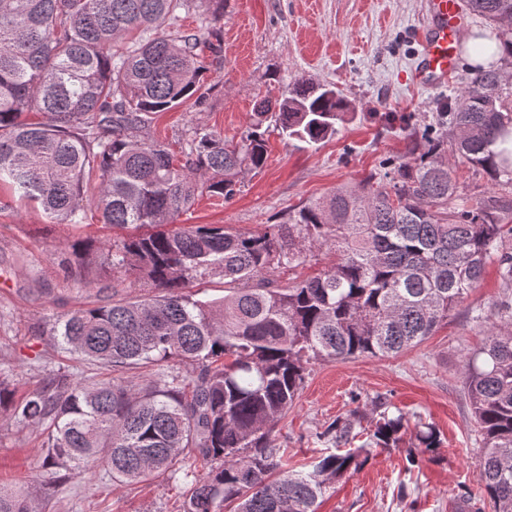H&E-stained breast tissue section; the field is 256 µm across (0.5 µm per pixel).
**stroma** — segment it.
I'll use <instances>...</instances> for the list:
<instances>
[{
  "instance_id": "obj_1",
  "label": "stroma",
  "mask_w": 512,
  "mask_h": 512,
  "mask_svg": "<svg viewBox=\"0 0 512 512\" xmlns=\"http://www.w3.org/2000/svg\"><path fill=\"white\" fill-rule=\"evenodd\" d=\"M426 0H225L223 57L203 76L207 100L152 114L146 131L179 149L194 131H216L237 141L248 130L256 99L280 97L288 83L305 80L338 87L354 110L335 138L318 150H299L269 130L267 159L241 174L232 199L199 198L180 223L221 224L241 233L280 223L288 209L359 182L380 165L404 158L406 130L434 123L433 102L453 98L458 77L447 85L417 88L408 81L425 19ZM93 238L90 287L66 278L61 262L74 241ZM116 234L102 225L55 223L9 192H0V379L14 398L37 389L64 369L84 384L111 377L110 368L55 348L54 318L108 300L135 301L153 291L113 273L106 245ZM504 292L496 263L422 344L397 356H359L314 361L304 387L277 423L276 438L288 450V467L308 469L315 457L335 451L328 426L359 411L354 447L369 451L359 471L346 474L322 498L318 512H459L463 501L480 507L481 439L461 366L485 340L476 311L492 312ZM401 411L410 422L435 426L442 445L435 459L409 464L418 442L407 430L396 446L373 445L379 408ZM43 428L18 423L0 409V487L28 482L29 496L45 512H182L188 481L202 473L193 452L180 456V477L158 473L140 483L108 477L89 463L68 481L43 468Z\"/></svg>"
}]
</instances>
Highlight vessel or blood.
Listing matches in <instances>:
<instances>
[{
	"mask_svg": "<svg viewBox=\"0 0 512 512\" xmlns=\"http://www.w3.org/2000/svg\"><path fill=\"white\" fill-rule=\"evenodd\" d=\"M431 18L416 34L418 61L414 78L420 85H443L459 63V41L463 36L457 0H429Z\"/></svg>",
	"mask_w": 512,
	"mask_h": 512,
	"instance_id": "obj_1",
	"label": "vessel or blood"
}]
</instances>
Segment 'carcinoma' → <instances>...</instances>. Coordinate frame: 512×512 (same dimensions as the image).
<instances>
[{"label":"carcinoma","mask_w":512,"mask_h":512,"mask_svg":"<svg viewBox=\"0 0 512 512\" xmlns=\"http://www.w3.org/2000/svg\"><path fill=\"white\" fill-rule=\"evenodd\" d=\"M470 12L508 36L505 68L462 76L459 97L436 107L437 126L408 133L407 159L383 164L352 186L288 212L257 234L178 218L206 193L231 199L238 176L266 160L261 128L313 148L352 111L341 91L306 82L257 101L250 130L232 143L194 132L180 154L143 135L149 115L205 101L201 52L222 56L205 32L221 26L224 0H0V187L58 223L98 220L123 232L112 270L158 290L138 301L97 304L55 320L60 349L112 371L169 360L198 369L187 380L161 372L145 388L111 378L88 388L57 372L21 401L0 387L21 423H48L45 468L68 473L103 455L112 479L176 472L180 452L210 463L191 482L184 512H317L318 499L368 460L364 449L330 453L303 471L284 470L274 427L298 397L312 360L388 356L419 345L498 265L512 286V198L458 204V169L512 180V0H468ZM194 8L202 29L177 25ZM95 181L86 199V186ZM324 247L336 262L286 286L271 276ZM65 276L87 287L84 253ZM231 285L215 306L188 291L212 274ZM507 315L463 365L482 437V497L512 512V297ZM407 420L383 414L373 432L387 447ZM424 453L440 445L425 424ZM0 512H36L21 487L0 488Z\"/></svg>","instance_id":"obj_1"}]
</instances>
